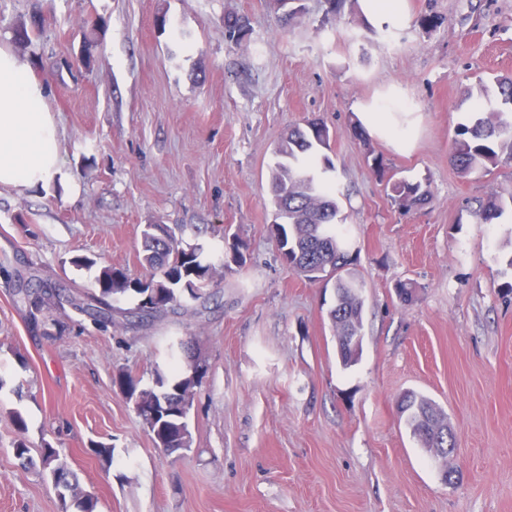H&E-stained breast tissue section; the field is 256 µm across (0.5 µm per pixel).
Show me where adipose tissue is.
Instances as JSON below:
<instances>
[{
    "label": "adipose tissue",
    "mask_w": 512,
    "mask_h": 512,
    "mask_svg": "<svg viewBox=\"0 0 512 512\" xmlns=\"http://www.w3.org/2000/svg\"><path fill=\"white\" fill-rule=\"evenodd\" d=\"M45 85L0 47V187H47L58 174V127L44 106Z\"/></svg>",
    "instance_id": "1"
}]
</instances>
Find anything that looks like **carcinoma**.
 Here are the masks:
<instances>
[{
    "mask_svg": "<svg viewBox=\"0 0 512 512\" xmlns=\"http://www.w3.org/2000/svg\"><path fill=\"white\" fill-rule=\"evenodd\" d=\"M44 30L45 16L37 10L13 28V40L18 45L29 46ZM224 30L227 41L239 45L249 31L248 20L227 16ZM476 96L477 111L459 124L448 155V163L463 175L487 171L496 165L495 144L512 137V77L497 78L492 87L479 82ZM326 131L328 127L324 123L314 120L304 127L288 129L278 143V161L271 169L272 222L268 230L280 237L283 261L302 277H309L308 268L317 263L345 266L333 278L335 303L328 310V318L336 348L342 351L341 362L348 366L352 340H363V282L353 270L356 257L348 249L347 216L329 186L334 166L324 154L330 149L331 141ZM386 187L394 203L407 211L423 206L430 197L428 183L422 181L390 177ZM501 213V205L491 198L480 205L475 215L480 223L491 224ZM141 247L146 265L142 279H131L121 269L105 267L96 277L95 289L80 291L56 287L38 270L29 269L15 280L16 302L34 323L62 327L70 308L91 319L97 327L107 328L117 317L144 326L169 314L189 312V299L203 303L209 300L206 288L216 264L205 260L203 245L184 247L167 225L148 224L142 233ZM241 248L243 244L237 241L232 244L231 254L221 259L224 270L230 271L232 266L240 267L246 262ZM130 294L138 297L135 307L117 306ZM195 386L196 380L190 378L188 371L168 376L158 370L152 383L143 387L130 376L121 379L126 395L147 407H155L154 418L143 412L138 416L154 443L167 448L191 446V432L181 426V410L175 398L178 392L192 391ZM399 406L411 410L412 415L405 418V424L421 447L433 453L439 448L455 450L456 436L448 426L447 415L432 399L407 392ZM41 466L52 479L61 512L74 509L95 512V497L82 489L77 475L56 449L43 448Z\"/></svg>",
    "mask_w": 512,
    "mask_h": 512,
    "instance_id": "1",
    "label": "carcinoma"
}]
</instances>
